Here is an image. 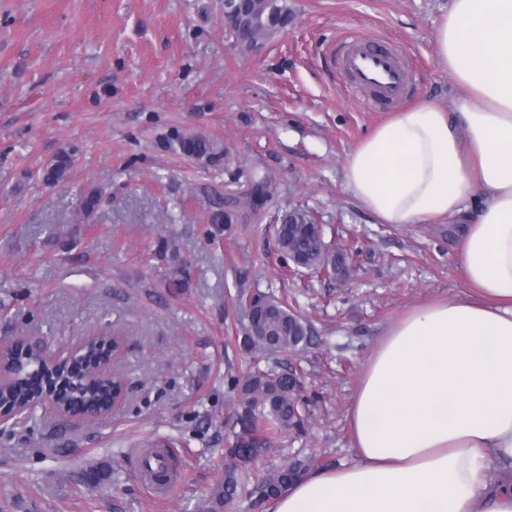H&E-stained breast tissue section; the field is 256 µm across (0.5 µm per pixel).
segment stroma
Segmentation results:
<instances>
[{
	"instance_id": "stroma-1",
	"label": "stroma",
	"mask_w": 512,
	"mask_h": 512,
	"mask_svg": "<svg viewBox=\"0 0 512 512\" xmlns=\"http://www.w3.org/2000/svg\"><path fill=\"white\" fill-rule=\"evenodd\" d=\"M280 2L287 28L246 53L224 0H0V337L54 354L114 331L127 388L95 421L39 409L1 425L0 512H211L239 407L228 382L257 366L297 369L308 400L262 466L351 465L347 410L386 328L465 293L458 224H383L347 189L348 155L393 111L348 96L329 56L349 33L385 39L415 74L410 103L447 105L436 32L451 0ZM197 135L213 155L182 150ZM63 151L66 176L48 184ZM298 206L349 250L348 280L288 270L274 225ZM256 292L303 314L301 351L243 347L240 299ZM157 443L179 475L162 499L140 477Z\"/></svg>"
}]
</instances>
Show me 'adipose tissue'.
I'll return each instance as SVG.
<instances>
[{"mask_svg": "<svg viewBox=\"0 0 512 512\" xmlns=\"http://www.w3.org/2000/svg\"><path fill=\"white\" fill-rule=\"evenodd\" d=\"M438 61L447 106L397 112L349 155L345 181L381 223L466 215V294L394 321L364 367L348 421L353 465L312 474L275 512H512V0H453Z\"/></svg>", "mask_w": 512, "mask_h": 512, "instance_id": "obj_1", "label": "adipose tissue"}]
</instances>
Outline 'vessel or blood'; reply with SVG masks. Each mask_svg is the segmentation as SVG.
Masks as SVG:
<instances>
[{
	"label": "vessel or blood",
	"mask_w": 512,
	"mask_h": 512,
	"mask_svg": "<svg viewBox=\"0 0 512 512\" xmlns=\"http://www.w3.org/2000/svg\"><path fill=\"white\" fill-rule=\"evenodd\" d=\"M336 59L355 98L372 96L392 104L404 100L412 74L396 46L350 36L337 44Z\"/></svg>",
	"instance_id": "vessel-or-blood-1"
}]
</instances>
